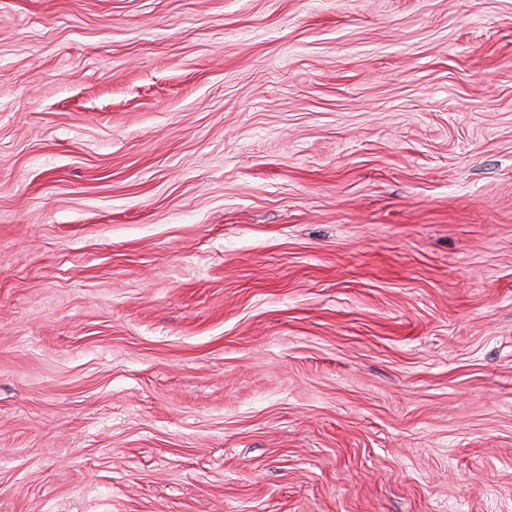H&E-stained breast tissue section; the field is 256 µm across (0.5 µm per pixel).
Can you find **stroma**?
Listing matches in <instances>:
<instances>
[{
  "label": "stroma",
  "mask_w": 512,
  "mask_h": 512,
  "mask_svg": "<svg viewBox=\"0 0 512 512\" xmlns=\"http://www.w3.org/2000/svg\"><path fill=\"white\" fill-rule=\"evenodd\" d=\"M0 512H512V0H0Z\"/></svg>",
  "instance_id": "obj_1"
}]
</instances>
